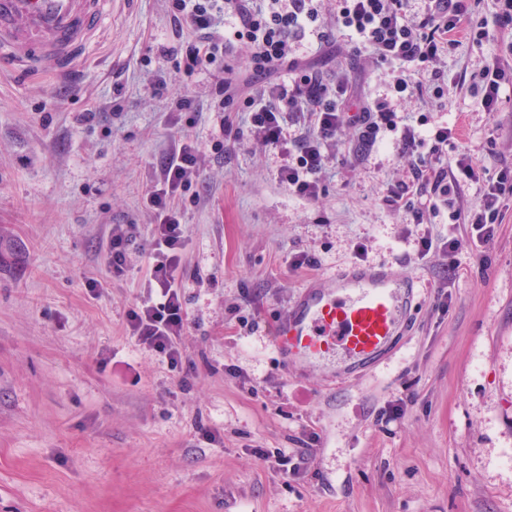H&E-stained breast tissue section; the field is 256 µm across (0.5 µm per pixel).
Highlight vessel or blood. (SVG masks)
Here are the masks:
<instances>
[{
  "mask_svg": "<svg viewBox=\"0 0 512 512\" xmlns=\"http://www.w3.org/2000/svg\"><path fill=\"white\" fill-rule=\"evenodd\" d=\"M109 0H0V65L72 72L104 22ZM415 277L355 266L339 278V292H308L275 329L272 343L295 359L321 358L342 350L371 368L391 343L416 286Z\"/></svg>",
  "mask_w": 512,
  "mask_h": 512,
  "instance_id": "1",
  "label": "vessel or blood"
}]
</instances>
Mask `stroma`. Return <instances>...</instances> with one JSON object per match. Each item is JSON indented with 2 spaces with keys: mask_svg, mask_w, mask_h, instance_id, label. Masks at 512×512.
Segmentation results:
<instances>
[{
  "mask_svg": "<svg viewBox=\"0 0 512 512\" xmlns=\"http://www.w3.org/2000/svg\"><path fill=\"white\" fill-rule=\"evenodd\" d=\"M177 42L165 0H112L69 79L0 70V233L24 250L0 269V512H512V204L487 240L444 208L411 223L381 202L408 172L394 135L359 161L346 132L325 195L293 198L280 157L248 137L218 148L212 72L188 80L196 123L173 127L149 83ZM485 57L462 43L440 63L443 97L398 109L414 127H456L493 169L512 163V85L483 110L462 77ZM342 66L361 99L385 93L383 69L340 38L318 70L330 81ZM176 133L203 162L174 368L127 330L150 294L146 256L113 279L105 249L116 224L150 241L144 198ZM298 254L310 264L292 268ZM354 265L417 279L373 370L281 354L272 331L305 287L333 288ZM279 450L289 475L261 457Z\"/></svg>",
  "mask_w": 512,
  "mask_h": 512,
  "instance_id": "35a3bbf8",
  "label": "stroma"
}]
</instances>
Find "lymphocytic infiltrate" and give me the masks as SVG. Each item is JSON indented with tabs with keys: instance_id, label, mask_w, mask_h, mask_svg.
<instances>
[{
	"instance_id": "1",
	"label": "lymphocytic infiltrate",
	"mask_w": 512,
	"mask_h": 512,
	"mask_svg": "<svg viewBox=\"0 0 512 512\" xmlns=\"http://www.w3.org/2000/svg\"><path fill=\"white\" fill-rule=\"evenodd\" d=\"M175 27L194 35L172 49L176 73L190 77L218 67L215 94L221 111L250 115V133L264 148L283 159L279 184L289 195L315 203L325 193L321 173L331 160L330 144L351 130L364 151L379 145L385 134L400 132L398 152L409 159L405 178L389 183L382 197L386 209L423 223L438 204H446L453 222L472 225L478 237L491 235L505 203L512 202V166L495 169L478 164L456 146V131L439 126L424 132L405 128L395 101L443 93L442 58L457 49L460 39L487 47L491 62L472 85L485 111H497L506 71L502 56L512 57V41L496 39L512 30V0H497L493 19H473L471 0H423L411 12V0H335L334 29L321 22L325 0H167ZM350 38L353 53H368L387 66L392 77L389 97L354 106V82L347 71L324 81L309 59L310 52L332 54L333 31ZM250 53L235 62L234 46ZM303 117L300 130L290 129L291 115ZM454 154V168L444 158ZM197 146L183 136L172 137L147 194L154 216L147 276L156 301L132 307L127 323L138 344L178 364L176 340L186 330L183 294L179 287L181 253L186 237L182 222L183 194L201 166ZM477 185L480 200L469 211L456 206L461 184ZM136 227L113 225L107 245V272L124 276L130 252L139 251Z\"/></svg>"
}]
</instances>
